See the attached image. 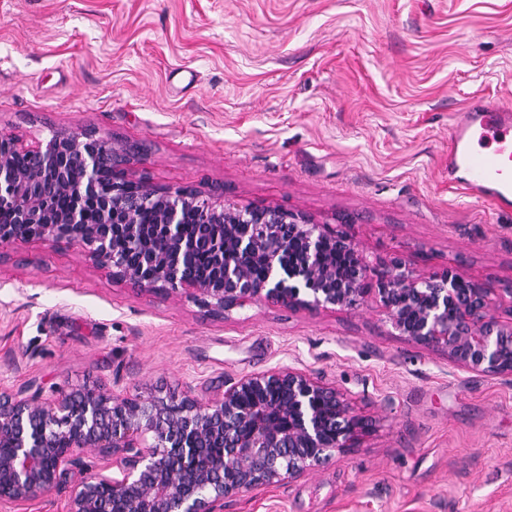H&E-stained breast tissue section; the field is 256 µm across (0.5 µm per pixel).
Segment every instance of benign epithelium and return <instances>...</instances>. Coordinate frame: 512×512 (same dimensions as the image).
Returning a JSON list of instances; mask_svg holds the SVG:
<instances>
[{
  "instance_id": "obj_1",
  "label": "benign epithelium",
  "mask_w": 512,
  "mask_h": 512,
  "mask_svg": "<svg viewBox=\"0 0 512 512\" xmlns=\"http://www.w3.org/2000/svg\"><path fill=\"white\" fill-rule=\"evenodd\" d=\"M127 162V150L109 139L62 133L29 149L1 131L0 213L10 223L0 224V246L79 247L115 280L192 296L220 317L260 301L351 308L369 292L367 265L328 225L276 207H217L199 191L173 193L134 177ZM187 214L202 224L212 257L203 277L182 272L197 245L182 231ZM116 238L128 251L112 249ZM401 267L391 260L377 280L397 334L467 372L512 378V320L499 316L495 289L450 267L414 279ZM366 429L340 391L290 366L226 382L204 402L87 384L55 399L0 390V499L25 512L67 489V512H217L226 499L301 477ZM87 448L112 467L92 469Z\"/></svg>"
}]
</instances>
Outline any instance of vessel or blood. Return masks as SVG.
I'll list each match as a JSON object with an SVG mask.
<instances>
[{
  "label": "vessel or blood",
  "instance_id": "1",
  "mask_svg": "<svg viewBox=\"0 0 512 512\" xmlns=\"http://www.w3.org/2000/svg\"><path fill=\"white\" fill-rule=\"evenodd\" d=\"M448 180L473 199L512 208V109L478 100L448 127Z\"/></svg>",
  "mask_w": 512,
  "mask_h": 512
}]
</instances>
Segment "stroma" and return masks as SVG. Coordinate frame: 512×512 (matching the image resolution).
Returning a JSON list of instances; mask_svg holds the SVG:
<instances>
[{
    "label": "stroma",
    "instance_id": "35a3bbf8",
    "mask_svg": "<svg viewBox=\"0 0 512 512\" xmlns=\"http://www.w3.org/2000/svg\"><path fill=\"white\" fill-rule=\"evenodd\" d=\"M512 105V0H0V131L125 145L151 184L299 211L371 267L512 288V211L448 181V125ZM339 389L358 447L223 512H512V380L398 336L375 295L216 317L83 250L0 248V389L142 398L277 366Z\"/></svg>",
    "mask_w": 512,
    "mask_h": 512
}]
</instances>
